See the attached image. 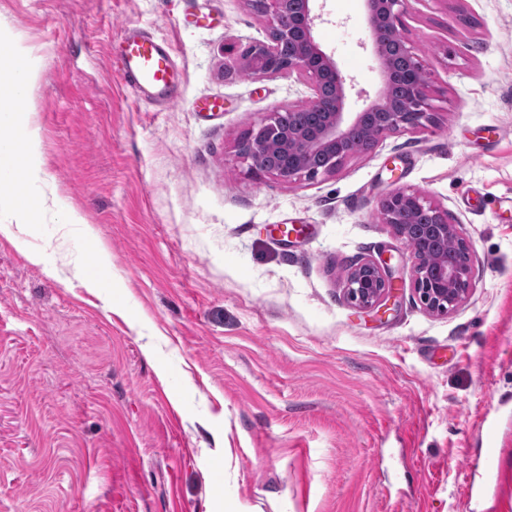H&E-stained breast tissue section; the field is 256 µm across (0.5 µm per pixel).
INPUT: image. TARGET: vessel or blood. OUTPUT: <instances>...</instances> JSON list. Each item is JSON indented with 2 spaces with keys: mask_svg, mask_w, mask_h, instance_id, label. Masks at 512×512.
<instances>
[{
  "mask_svg": "<svg viewBox=\"0 0 512 512\" xmlns=\"http://www.w3.org/2000/svg\"><path fill=\"white\" fill-rule=\"evenodd\" d=\"M112 62L144 103L163 111L179 102L182 73L165 40L137 26L124 27L112 48Z\"/></svg>",
  "mask_w": 512,
  "mask_h": 512,
  "instance_id": "b4317fda",
  "label": "vessel or blood"
}]
</instances>
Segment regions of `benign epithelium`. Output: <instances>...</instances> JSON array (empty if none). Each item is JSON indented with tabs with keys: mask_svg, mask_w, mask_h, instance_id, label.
<instances>
[{
	"mask_svg": "<svg viewBox=\"0 0 512 512\" xmlns=\"http://www.w3.org/2000/svg\"><path fill=\"white\" fill-rule=\"evenodd\" d=\"M247 2L268 18L269 37L244 50L241 70L253 79L297 75L310 86L312 102L319 104L323 113L321 122L307 131L300 127L301 117L307 109L305 105H297L285 112L273 111L260 124L248 129L238 142V156L251 161L253 171L283 182L334 174L348 157L370 150L364 143L352 142V133L375 113L383 116V122L373 129L376 141L398 132L435 125L424 62L400 28V15L408 0H366L368 36L379 62L382 89L374 102L354 113L345 111L346 79L333 58L316 41L317 15L313 13V0H300L299 13L287 27L283 25L282 14L288 0ZM286 38L294 40L298 49L284 60L278 54V45ZM395 49L415 74L407 96L397 103L391 97ZM270 145L277 146L291 163L279 169L268 167L266 155ZM316 154L327 159L320 169L308 165L309 158ZM414 208L427 211L436 218V223L420 229L426 239L450 236L456 241L452 252L439 253L430 264L424 263L416 250H411L415 294L427 311L446 315L458 307L473 287V247L461 235L457 225L449 221L448 212L432 205L420 194L393 189L379 203L383 222L403 241L409 238L406 213ZM392 289L389 269L368 259H360L351 265L343 286L347 299L362 309L376 307Z\"/></svg>",
	"mask_w": 512,
	"mask_h": 512,
	"instance_id": "1",
	"label": "benign epithelium"
}]
</instances>
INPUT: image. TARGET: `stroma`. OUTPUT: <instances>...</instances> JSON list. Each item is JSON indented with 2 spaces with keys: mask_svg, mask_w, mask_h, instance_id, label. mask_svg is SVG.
Listing matches in <instances>:
<instances>
[{
  "mask_svg": "<svg viewBox=\"0 0 512 512\" xmlns=\"http://www.w3.org/2000/svg\"><path fill=\"white\" fill-rule=\"evenodd\" d=\"M315 11L361 111L381 88L365 2ZM401 20L435 127L284 183L237 143L312 92L242 74L269 33L246 0H0V56L32 64L26 191L48 199L28 224L0 205V512H512V0H409ZM127 24L168 42L172 109L114 70ZM398 188L473 245L448 315L381 220ZM362 258L395 267L389 309L346 300Z\"/></svg>",
  "mask_w": 512,
  "mask_h": 512,
  "instance_id": "35a3bbf8",
  "label": "stroma"
}]
</instances>
